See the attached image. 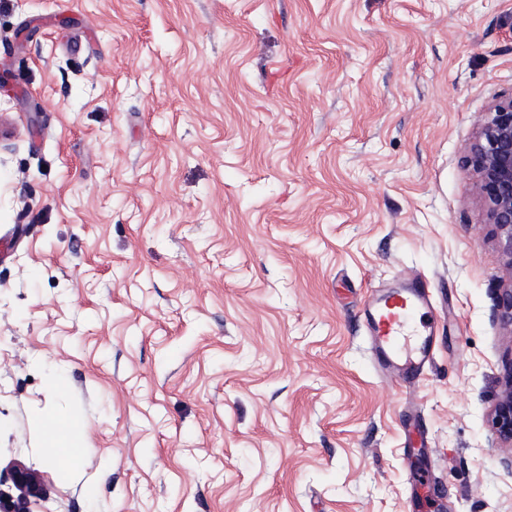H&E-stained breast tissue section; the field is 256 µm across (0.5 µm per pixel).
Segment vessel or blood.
<instances>
[{
	"label": "vessel or blood",
	"mask_w": 512,
	"mask_h": 512,
	"mask_svg": "<svg viewBox=\"0 0 512 512\" xmlns=\"http://www.w3.org/2000/svg\"><path fill=\"white\" fill-rule=\"evenodd\" d=\"M435 295L414 274L367 301L369 349L376 365L397 380L423 375L434 357Z\"/></svg>",
	"instance_id": "obj_1"
}]
</instances>
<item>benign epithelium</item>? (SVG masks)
<instances>
[{"label": "benign epithelium", "instance_id": "1", "mask_svg": "<svg viewBox=\"0 0 512 512\" xmlns=\"http://www.w3.org/2000/svg\"><path fill=\"white\" fill-rule=\"evenodd\" d=\"M465 152L476 196L512 271V94L490 104ZM498 312L501 322L512 328V278L500 289ZM491 416L497 437L512 445V363ZM47 495L39 470L17 462L0 467V512H33V506Z\"/></svg>", "mask_w": 512, "mask_h": 512}]
</instances>
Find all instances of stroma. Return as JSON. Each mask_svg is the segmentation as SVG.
Returning <instances> with one entry per match:
<instances>
[{
  "label": "stroma",
  "mask_w": 512,
  "mask_h": 512,
  "mask_svg": "<svg viewBox=\"0 0 512 512\" xmlns=\"http://www.w3.org/2000/svg\"><path fill=\"white\" fill-rule=\"evenodd\" d=\"M510 93L512 0H0V461L36 512H512V271L464 162ZM410 272L446 311L405 388L364 305ZM492 424L497 437L512 445V359L504 381V392L492 409ZM63 421L66 427L63 430H57L56 422ZM54 429L48 442L49 448H52L51 456L57 457H75L79 452V443L76 440V432L82 427V422L77 419L53 417ZM47 495L39 470L17 462L2 468L0 461V512H33V506Z\"/></svg>",
  "instance_id": "35a3bbf8"
}]
</instances>
